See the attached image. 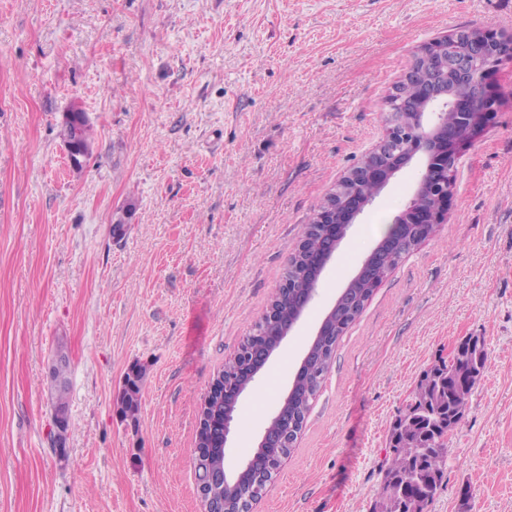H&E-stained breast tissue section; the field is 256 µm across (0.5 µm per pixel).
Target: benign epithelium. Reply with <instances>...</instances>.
Here are the masks:
<instances>
[{"label":"benign epithelium","instance_id":"obj_1","mask_svg":"<svg viewBox=\"0 0 512 512\" xmlns=\"http://www.w3.org/2000/svg\"><path fill=\"white\" fill-rule=\"evenodd\" d=\"M496 38L491 31L482 36L455 35L460 42L452 55L440 48L422 51L421 56L430 76L417 81V95L411 102L412 111L393 112L386 135L376 154L380 160L360 164L343 176L345 185L332 193L316 216L318 224H343L350 228L365 209L390 183L395 175L416 156L425 158L416 193L425 191L432 183L448 179V156L460 155L465 143L448 132L445 116L448 106H465L470 100L485 104L479 113L480 124H485L496 112L497 95L489 82L497 66L488 64L481 80L473 76L474 64L484 54V42ZM438 206L432 210L415 206L409 201L394 224H412L424 231L431 230L444 221L448 210V190L437 194ZM316 289L297 298L296 314L292 316L282 336H287L296 326L312 302ZM240 475L226 470L214 471L199 478V495L204 512H218L215 504H224V489L239 482Z\"/></svg>","mask_w":512,"mask_h":512}]
</instances>
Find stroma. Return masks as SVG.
Masks as SVG:
<instances>
[{
	"label": "stroma",
	"instance_id": "stroma-1",
	"mask_svg": "<svg viewBox=\"0 0 512 512\" xmlns=\"http://www.w3.org/2000/svg\"><path fill=\"white\" fill-rule=\"evenodd\" d=\"M470 28L512 38V0H0V512H203L193 449L215 375L302 225L382 140L415 54ZM492 82L498 112L458 158L444 222L339 339L252 512H372L390 425L467 336L490 364L427 512H512V60ZM71 105L93 136L79 172L60 136ZM420 173L401 170L351 226L240 400L227 470ZM62 355L64 460L47 377Z\"/></svg>",
	"mask_w": 512,
	"mask_h": 512
}]
</instances>
